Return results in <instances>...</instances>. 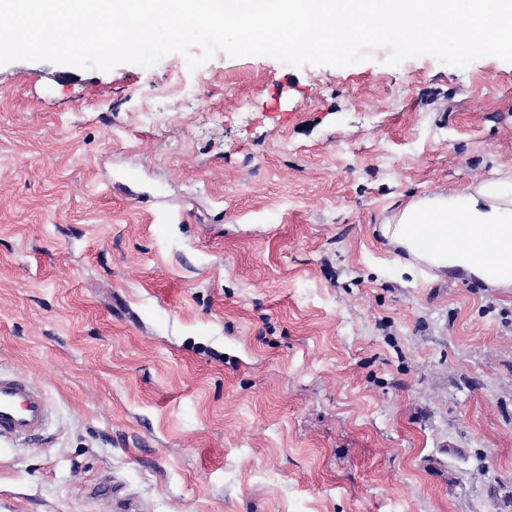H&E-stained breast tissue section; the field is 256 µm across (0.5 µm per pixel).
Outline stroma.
<instances>
[{
    "label": "stroma",
    "instance_id": "35a3bbf8",
    "mask_svg": "<svg viewBox=\"0 0 512 512\" xmlns=\"http://www.w3.org/2000/svg\"><path fill=\"white\" fill-rule=\"evenodd\" d=\"M203 54L0 65V512H512V288L373 234L512 172V63ZM49 423L44 393L17 375L0 372V439L35 436Z\"/></svg>",
    "mask_w": 512,
    "mask_h": 512
}]
</instances>
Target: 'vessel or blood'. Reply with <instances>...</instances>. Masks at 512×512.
Wrapping results in <instances>:
<instances>
[{"instance_id":"obj_1","label":"vessel or blood","mask_w":512,"mask_h":512,"mask_svg":"<svg viewBox=\"0 0 512 512\" xmlns=\"http://www.w3.org/2000/svg\"><path fill=\"white\" fill-rule=\"evenodd\" d=\"M49 423L44 393L17 375L0 373V438L34 436Z\"/></svg>"}]
</instances>
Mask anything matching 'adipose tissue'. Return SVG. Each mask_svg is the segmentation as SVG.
Instances as JSON below:
<instances>
[{"label": "adipose tissue", "instance_id": "1", "mask_svg": "<svg viewBox=\"0 0 512 512\" xmlns=\"http://www.w3.org/2000/svg\"><path fill=\"white\" fill-rule=\"evenodd\" d=\"M378 232L420 271L512 288V175L416 196Z\"/></svg>", "mask_w": 512, "mask_h": 512}]
</instances>
